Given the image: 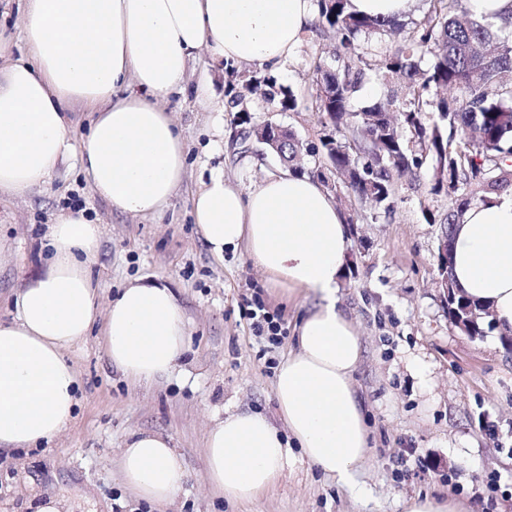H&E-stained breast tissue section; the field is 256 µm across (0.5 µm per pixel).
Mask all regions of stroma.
Returning <instances> with one entry per match:
<instances>
[{
	"instance_id": "1",
	"label": "stroma",
	"mask_w": 512,
	"mask_h": 512,
	"mask_svg": "<svg viewBox=\"0 0 512 512\" xmlns=\"http://www.w3.org/2000/svg\"><path fill=\"white\" fill-rule=\"evenodd\" d=\"M331 41L307 32L294 55L271 74L278 86L304 95L316 61L331 63ZM209 93L189 77L184 93L163 98L188 146L182 187L158 214L130 218L95 196L74 163L59 168L43 187L23 196L0 194V320L11 318L12 298L44 269L41 238L54 215L77 199L104 238L93 277L101 301L118 296L133 278L163 279L174 290L191 331L176 372L131 384L108 362L102 326L67 356L77 371L80 404L72 426L56 440L31 449L0 452V512H33L34 495L65 497L75 512H154L125 488L120 448L128 435L156 431L172 437L188 477L169 512H403L405 500L449 498L463 512H512V356L499 331L470 336L448 322L436 286L441 227L426 223L421 207L447 211L448 196L430 197L425 182L408 177L389 217L370 204L357 208L351 246L337 292L339 309L357 327L363 344L354 384L367 408L371 450L354 487L306 463L246 504H231L204 477V436L224 411L253 408L275 416L274 370L295 342V328L316 301L271 286L245 250L213 258L192 215L193 195L207 179L205 152L223 140L218 162L235 189L255 186L280 172L279 160L257 142L236 140L244 125L273 121L315 141L314 111H282L280 101L250 93L256 67L236 74L200 56ZM243 93V112L227 107V90ZM224 115L216 131V113ZM260 295L277 313L287 336L273 346L254 336L243 302Z\"/></svg>"
}]
</instances>
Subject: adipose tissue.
Listing matches in <instances>:
<instances>
[{"mask_svg": "<svg viewBox=\"0 0 512 512\" xmlns=\"http://www.w3.org/2000/svg\"><path fill=\"white\" fill-rule=\"evenodd\" d=\"M313 19L312 0H24L26 58L12 59L0 32V192L41 187L73 159L116 211L159 213L186 173L184 137L159 98L184 90L203 49L228 64L281 63ZM66 104L95 115L77 144ZM193 217L213 256L246 249L270 283L319 299L277 368L278 421L239 410L207 431L208 486L249 502L303 461L351 484L370 446L353 384L362 342L336 305L350 246L342 213L310 174H271L243 192L215 167L193 197ZM102 238L84 213H57L44 272L17 293L11 320L0 321V451L67 430L79 380L66 352L96 320L110 364L136 382L170 375L188 344L185 315L162 280L135 279L100 309L90 268ZM453 241L458 286L501 331L512 330V201L467 210ZM120 468L134 496L156 505L171 502L186 478L170 437L153 431L125 441Z\"/></svg>", "mask_w": 512, "mask_h": 512, "instance_id": "obj_1", "label": "adipose tissue"}]
</instances>
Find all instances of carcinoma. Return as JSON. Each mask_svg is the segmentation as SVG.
Instances as JSON below:
<instances>
[{"instance_id": "carcinoma-1", "label": "carcinoma", "mask_w": 512, "mask_h": 512, "mask_svg": "<svg viewBox=\"0 0 512 512\" xmlns=\"http://www.w3.org/2000/svg\"><path fill=\"white\" fill-rule=\"evenodd\" d=\"M330 34L336 66L314 65L312 105L324 134L306 142L288 129V170L326 188H345L379 214L394 212L399 179L428 181L432 196L452 199L425 220L450 232L472 206L512 191V17L478 15L470 0H427L422 17L360 15L350 0H314ZM399 86L385 101L353 110L367 75ZM323 156L310 170L304 157ZM454 308L482 305L448 276Z\"/></svg>"}]
</instances>
